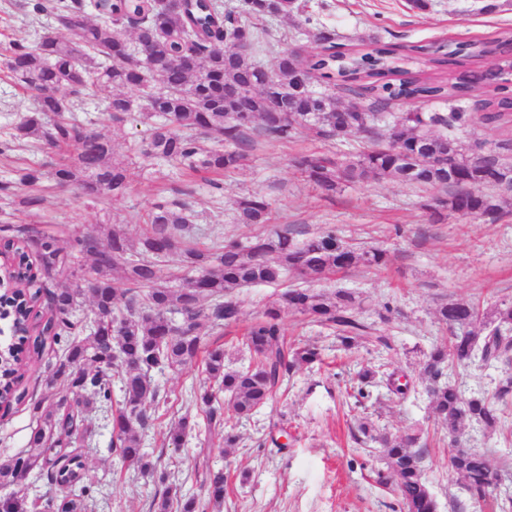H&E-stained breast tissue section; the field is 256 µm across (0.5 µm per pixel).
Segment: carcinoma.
<instances>
[{
    "instance_id": "obj_1",
    "label": "carcinoma",
    "mask_w": 512,
    "mask_h": 512,
    "mask_svg": "<svg viewBox=\"0 0 512 512\" xmlns=\"http://www.w3.org/2000/svg\"><path fill=\"white\" fill-rule=\"evenodd\" d=\"M298 9L296 0H243L237 12H226L218 0H180L173 6L163 0H47L33 5L36 16L49 12L56 27L37 41L16 40L6 48L0 65L9 77L33 95V107L12 128L13 140L34 139L55 151L49 176L58 185L79 186L92 199H121L130 185L129 166L111 161L112 143L84 124L75 113V101L107 89L105 111L112 120L124 121L134 111L146 119L157 117L144 154L197 172L222 173L239 168L245 154L237 146L254 134L288 140L301 130L322 140H337L361 132L371 146L348 159L337 155L302 157L296 165L324 195L333 197L343 186L368 180L419 184L448 189L425 205L429 219L440 223L450 217L496 219L499 199L483 194V186L512 188V136L486 147L469 146L448 136V129L466 131L473 124L512 129V53L500 42H442L425 58L401 54L395 47L371 40L344 51L336 49L335 34L321 31L314 41L318 54L307 55L294 46L283 50L274 66L266 69L253 53L268 44L267 18H288ZM147 43L148 56L138 47ZM235 43L245 52L226 55ZM192 57L197 68L188 70L176 59ZM492 57L491 67L482 61ZM318 78L339 81L357 97H366L362 110L354 102L313 88ZM163 87L153 91L150 84ZM481 98L482 112H402L393 116L391 132L379 141L375 122L387 115L392 103L402 99ZM202 130L217 145L203 146L192 135ZM459 164L464 175L450 181L437 163ZM236 212L243 224H267L272 207L260 194L239 198ZM145 223L151 230L131 253L129 237L114 228L106 240L79 241L94 255L91 287H71L77 278L74 257L50 236L3 237V247L17 258L15 290L5 301L3 318L18 342L7 344L0 360V403H8L24 377L30 354H40L51 342L62 346L45 387L60 379L65 390L31 403L36 420L23 452L0 458V488L16 485L24 474L36 471L60 486L65 496L47 502L51 512H87L92 502L85 484V463L79 441L91 433L89 416L106 415L112 424L111 450L122 467L141 475L154 474V465L142 447L148 409L159 405L151 372L164 368L199 367L207 384L190 394L210 427L221 425L224 407L242 417L271 399L291 371L319 359L311 344L288 341L280 321L283 309L297 311L333 330L351 349L360 342L385 343L372 336L356 318L359 302L345 290L332 295L310 288H287L279 305L255 319L243 344L253 354L254 365L237 371L225 369L224 347L207 344L199 334L201 321L215 326L238 319L236 302L228 294L248 285H281L289 272L323 280L334 272L360 266L382 270L387 251L356 249L339 242L332 230L294 241L273 232L243 246L229 241L216 251L188 246L179 232L190 223L189 204L156 203ZM178 252L188 274L175 286L167 285L155 259ZM34 258L45 279L62 278L67 284L50 292V307L35 311L37 293L30 275ZM120 270L128 295L117 303L111 273ZM210 300V308L201 302ZM90 302L92 320L101 335L88 326L79 336L72 312ZM439 320L448 327V340L424 354L420 375L435 419L447 432L449 464L476 501L493 498L498 512H512V493L492 496L502 475L485 452L465 448L461 439L473 424L493 431L502 424V405L512 400V305L486 308L458 300L442 305ZM501 369L492 395L469 392L445 372L477 363ZM388 392L407 397V375H385ZM192 430L187 419L166 432L175 448ZM382 448L385 467L377 482L393 487L403 512H437V502L424 478L426 442L419 433L392 438L374 433L362 423L352 434ZM159 476L163 489L154 498L155 512H208L224 501V468L206 472L208 500L183 496ZM38 504L13 492L0 499V512H37Z\"/></svg>"
}]
</instances>
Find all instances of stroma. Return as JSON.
<instances>
[{
	"label": "stroma",
	"instance_id": "1",
	"mask_svg": "<svg viewBox=\"0 0 512 512\" xmlns=\"http://www.w3.org/2000/svg\"><path fill=\"white\" fill-rule=\"evenodd\" d=\"M292 17L272 19L271 47L258 54L271 66L278 52L298 45L318 51L313 32L335 33L340 44L375 37L387 44L430 46L438 41H501L512 38V9L486 14L476 0H429L427 10L411 0H297ZM27 0H0V50L9 41L35 40ZM32 98L21 85L0 75V182L17 183L29 164L44 161L32 141L11 140L9 132L30 107ZM91 128L112 141V159L131 163L132 176L124 199L93 201L75 185L56 186L43 178V198L35 209H20L0 193V227L29 226L54 237L75 257L81 279L93 274L92 256L81 250L79 239L105 238L112 227L127 230L137 240L141 218L162 198L174 199L180 190L194 187V212L183 231L198 247L213 248L222 241L247 242L274 229L294 240L327 229L357 247L378 246L389 256L387 268H358L310 283L292 275L288 287H315L331 292L346 289L362 301L359 316L386 344H362L344 350L332 330L308 322L294 311H282L281 321L291 340L315 344L321 359L295 369L276 395L251 418L229 417L240 435L239 447H224L223 429L203 426V416L189 397L203 375L198 368L154 371L152 377L164 399L151 414L142 433L144 448L160 471L174 472L183 492L204 495L207 466L224 468V505L220 512H401L395 491L376 482L377 459L367 445L355 443L351 433L360 423L372 424L393 436L418 430L429 442L425 477L438 502V512H453L461 502L466 512H494L491 503H474L448 467L445 431L437 425L425 391L398 400L383 385L365 387L352 397L356 374L376 365L419 372L424 353L446 331L436 308L456 299H473L491 306L512 303V191L498 190L503 212L497 220L451 218L430 223L424 204L430 189L386 181H368L346 187L328 199L308 183L295 165L303 155L333 152L349 156L367 147L358 133L336 142L314 141L298 134L287 142L258 139L247 145V162L240 169L216 176L191 174L180 166L144 156L152 123L139 113L114 122L100 100L77 107ZM260 193L272 204L270 227L236 221L238 197ZM276 286L235 289L240 314L236 323L218 328L203 322L199 329L207 342L223 345L227 367L248 366L249 352L242 345L248 324L272 305ZM58 355L57 347L44 350L20 387L22 398L0 411V458L24 451L36 422L29 410L32 399L46 395L43 384ZM502 428L492 434L471 428L464 446L483 449L502 474L512 477V402L504 405ZM197 422L183 448L165 446L164 436L180 418ZM288 434L287 448L270 442V429ZM92 435L83 444L89 465L86 483L91 488L92 512H155L152 500L159 486L152 478L124 469L109 452L110 429L100 420L91 423Z\"/></svg>",
	"mask_w": 512,
	"mask_h": 512
}]
</instances>
